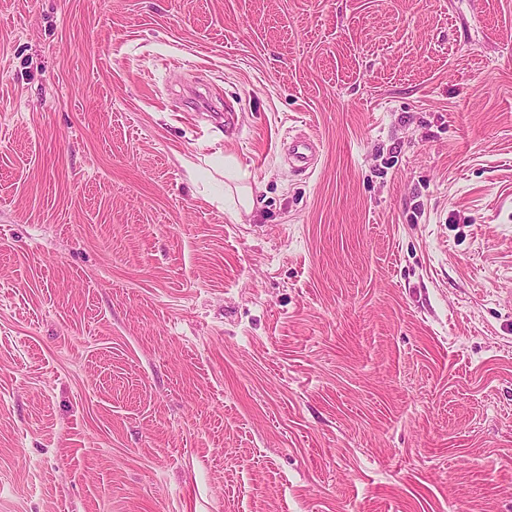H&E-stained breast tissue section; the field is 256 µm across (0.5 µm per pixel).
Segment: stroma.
Instances as JSON below:
<instances>
[{"instance_id": "35a3bbf8", "label": "stroma", "mask_w": 512, "mask_h": 512, "mask_svg": "<svg viewBox=\"0 0 512 512\" xmlns=\"http://www.w3.org/2000/svg\"><path fill=\"white\" fill-rule=\"evenodd\" d=\"M0 512H512V0H0ZM317 149V143L310 136L295 137L289 147L288 159L293 166L308 167Z\"/></svg>"}]
</instances>
